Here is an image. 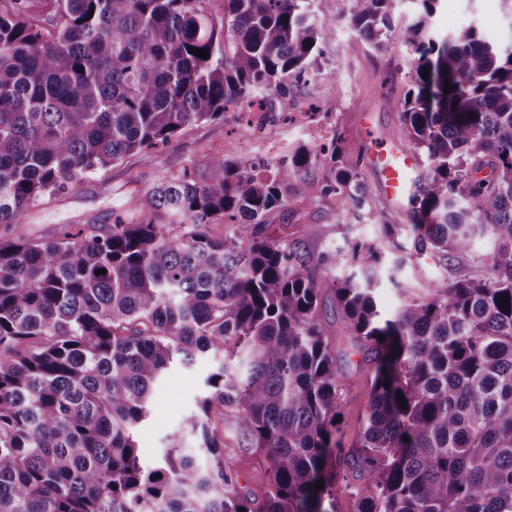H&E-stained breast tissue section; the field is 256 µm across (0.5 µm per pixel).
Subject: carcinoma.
I'll return each mask as SVG.
<instances>
[{"label": "carcinoma", "mask_w": 512, "mask_h": 512, "mask_svg": "<svg viewBox=\"0 0 512 512\" xmlns=\"http://www.w3.org/2000/svg\"><path fill=\"white\" fill-rule=\"evenodd\" d=\"M210 2L0 0V224L231 107L273 111L332 36L313 0H223L220 16ZM402 2L368 0L346 23L380 54L394 39L415 55L401 112L426 162L412 247L450 269L487 238L489 276L383 310L404 225L375 210L339 135L329 154L302 145L269 166L230 150L202 179L166 176L106 231L1 238L0 512H338L340 493L350 512H512V43L431 36L439 0H416L397 30ZM318 173L336 211L369 214L377 239L346 256L265 234L293 182ZM214 220L225 237L210 236ZM326 293L371 368L349 448ZM200 355L217 361L201 414L150 464L134 432L174 360ZM215 416L258 455L261 493L224 459Z\"/></svg>", "instance_id": "1"}]
</instances>
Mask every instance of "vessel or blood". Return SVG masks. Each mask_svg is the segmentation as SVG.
Here are the masks:
<instances>
[{
    "instance_id": "vessel-or-blood-1",
    "label": "vessel or blood",
    "mask_w": 512,
    "mask_h": 512,
    "mask_svg": "<svg viewBox=\"0 0 512 512\" xmlns=\"http://www.w3.org/2000/svg\"><path fill=\"white\" fill-rule=\"evenodd\" d=\"M365 159L376 170L378 191L387 201L398 204L413 193L420 173V161L416 152L398 142L387 145L373 143L370 144Z\"/></svg>"
}]
</instances>
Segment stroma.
Instances as JSON below:
<instances>
[{
  "label": "stroma",
  "instance_id": "obj_1",
  "mask_svg": "<svg viewBox=\"0 0 512 512\" xmlns=\"http://www.w3.org/2000/svg\"><path fill=\"white\" fill-rule=\"evenodd\" d=\"M365 0H314L316 23L332 31L324 40L321 68L302 87H289L275 95L276 109L255 112L250 122L237 113H225L223 120L186 127L160 150L137 153L112 164L101 174L85 180L75 189L44 199L26 210L17 224L0 225V237L51 240L66 227L95 225L108 227L112 209L121 204L135 211L145 195L162 176L191 168L201 174L207 161L238 148L267 164L285 157L289 147L305 144L318 149L341 133L346 160L357 162L363 181L375 187V171L363 164L361 120L371 114L378 142L405 141L401 112L407 91L412 88V59L405 48L389 45L396 68L391 79L382 76V61L367 43L355 37L345 18L362 9ZM433 25L441 32L456 33L476 28L486 39L504 44L512 41V0H440ZM335 225L332 236L324 226ZM267 234L280 241L299 240L314 253L350 249L352 244L372 239L375 228L366 216L337 213L333 197L320 193L319 184L298 182L289 197L284 222L268 225ZM448 270L430 256L405 255L398 278L401 289L384 285L379 293L384 309L396 308L403 299L425 292L434 280L448 277ZM321 324L336 352V366L342 375V415L339 421L344 446L358 437L369 398V371L361 354L353 348L333 299H326ZM212 361L200 357L190 366H175L156 387V398L147 418L137 429V441L147 460H155L167 434L183 428L197 413L202 381Z\"/></svg>",
  "mask_w": 512,
  "mask_h": 512
}]
</instances>
